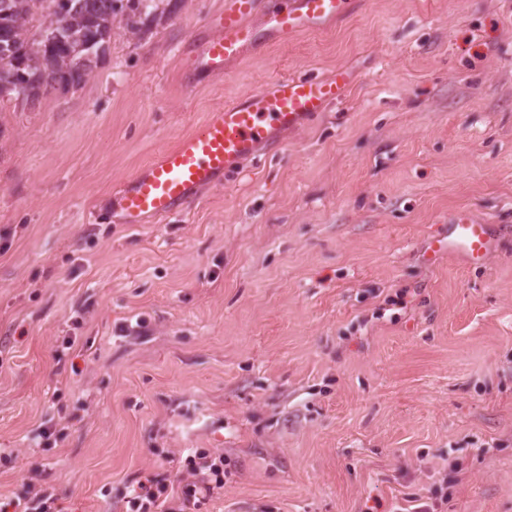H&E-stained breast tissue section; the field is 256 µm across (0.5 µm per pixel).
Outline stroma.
<instances>
[{
	"label": "stroma",
	"instance_id": "35a3bbf8",
	"mask_svg": "<svg viewBox=\"0 0 512 512\" xmlns=\"http://www.w3.org/2000/svg\"><path fill=\"white\" fill-rule=\"evenodd\" d=\"M224 2L115 22L80 87L0 101V501L125 512L207 451L196 512H512V0H352L187 81ZM340 69L182 212L109 219L218 106ZM460 210L496 227L481 268L429 255ZM23 510L20 512H56L54 495L39 490L23 498Z\"/></svg>",
	"mask_w": 512,
	"mask_h": 512
}]
</instances>
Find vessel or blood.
<instances>
[{
  "label": "vessel or blood",
  "instance_id": "vessel-or-blood-1",
  "mask_svg": "<svg viewBox=\"0 0 512 512\" xmlns=\"http://www.w3.org/2000/svg\"><path fill=\"white\" fill-rule=\"evenodd\" d=\"M350 5L351 0H272L263 11L259 0H229L210 21L213 35L197 44L190 72L223 74L229 63L261 55L269 44L324 28L347 14ZM349 83L344 70L325 80L282 77L244 100L225 103L200 130L182 137L114 191L117 223L147 224L181 212L199 191L221 184L226 173L253 158L261 145L277 143L326 111ZM491 248L490 225L466 210L449 220L435 244L436 251L474 267L485 263Z\"/></svg>",
  "mask_w": 512,
  "mask_h": 512
}]
</instances>
